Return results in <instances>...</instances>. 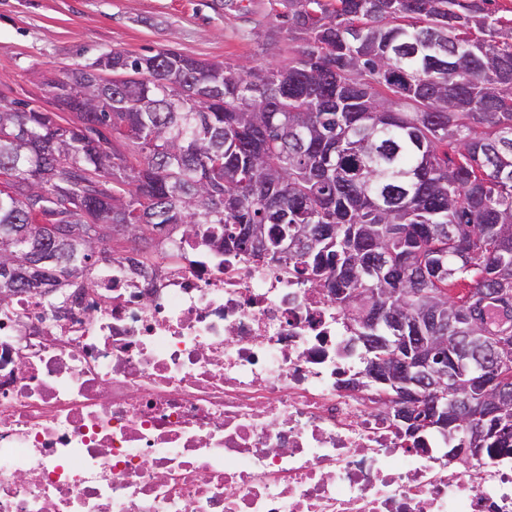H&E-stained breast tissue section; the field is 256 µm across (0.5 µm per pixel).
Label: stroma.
<instances>
[{
    "label": "stroma",
    "mask_w": 512,
    "mask_h": 512,
    "mask_svg": "<svg viewBox=\"0 0 512 512\" xmlns=\"http://www.w3.org/2000/svg\"><path fill=\"white\" fill-rule=\"evenodd\" d=\"M301 45L271 0H0V98L52 108L41 75L64 78L114 50L250 68L287 62Z\"/></svg>",
    "instance_id": "35a3bbf8"
}]
</instances>
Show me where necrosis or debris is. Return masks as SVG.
Segmentation results:
<instances>
[{
  "mask_svg": "<svg viewBox=\"0 0 512 512\" xmlns=\"http://www.w3.org/2000/svg\"><path fill=\"white\" fill-rule=\"evenodd\" d=\"M0 315V512H512V461L405 447L303 278L170 236Z\"/></svg>",
  "mask_w": 512,
  "mask_h": 512,
  "instance_id": "necrosis-or-debris-1",
  "label": "necrosis or debris"
}]
</instances>
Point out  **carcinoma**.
<instances>
[{
	"instance_id": "1",
	"label": "carcinoma",
	"mask_w": 512,
	"mask_h": 512,
	"mask_svg": "<svg viewBox=\"0 0 512 512\" xmlns=\"http://www.w3.org/2000/svg\"><path fill=\"white\" fill-rule=\"evenodd\" d=\"M494 0H282L304 46L263 74L167 49L112 51L46 86L60 112L0 100V289L92 284L103 231L184 225L307 279L347 330L393 336L429 298L512 292V15ZM73 119L64 121V115ZM377 293L388 307L362 319ZM512 329V305L479 310ZM481 460L512 457V402Z\"/></svg>"
}]
</instances>
